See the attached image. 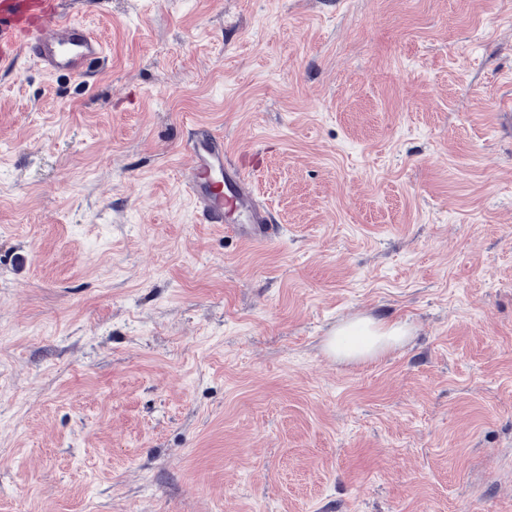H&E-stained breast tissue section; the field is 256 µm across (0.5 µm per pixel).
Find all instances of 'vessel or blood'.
I'll list each match as a JSON object with an SVG mask.
<instances>
[{"instance_id": "1", "label": "vessel or blood", "mask_w": 512, "mask_h": 512, "mask_svg": "<svg viewBox=\"0 0 512 512\" xmlns=\"http://www.w3.org/2000/svg\"><path fill=\"white\" fill-rule=\"evenodd\" d=\"M47 72L84 78L92 66L104 65V40L86 24L57 11L55 0H0V66L10 65L17 52ZM191 175L187 191L202 224L223 223L234 213L244 223H268V210L257 198L252 177L224 150L215 131L190 129Z\"/></svg>"}]
</instances>
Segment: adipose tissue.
Masks as SVG:
<instances>
[{"label":"adipose tissue","mask_w":512,"mask_h":512,"mask_svg":"<svg viewBox=\"0 0 512 512\" xmlns=\"http://www.w3.org/2000/svg\"><path fill=\"white\" fill-rule=\"evenodd\" d=\"M404 334V328L398 324L355 322L337 329L331 348L337 357L344 359L375 357L400 345Z\"/></svg>","instance_id":"ef3b65f1"}]
</instances>
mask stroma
<instances>
[{"label":"stroma","mask_w":512,"mask_h":512,"mask_svg":"<svg viewBox=\"0 0 512 512\" xmlns=\"http://www.w3.org/2000/svg\"><path fill=\"white\" fill-rule=\"evenodd\" d=\"M78 18L88 81L0 67V512H512V0ZM197 125L260 236L198 223ZM405 330L401 325L377 324L370 320L355 322L336 329L331 349L337 357L354 359L376 357L402 343Z\"/></svg>","instance_id":"1"}]
</instances>
